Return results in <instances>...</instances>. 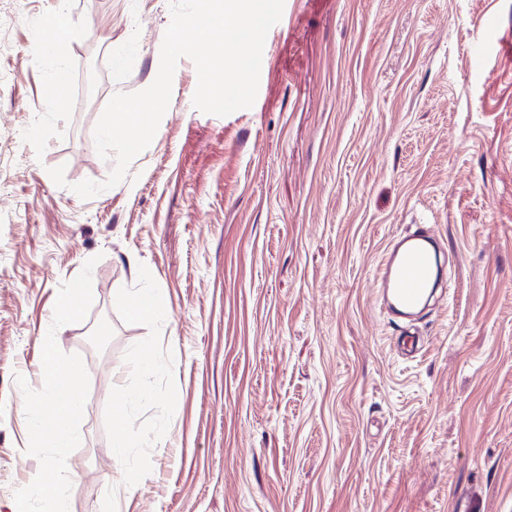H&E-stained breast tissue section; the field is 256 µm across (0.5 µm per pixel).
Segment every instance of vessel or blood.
I'll return each mask as SVG.
<instances>
[{
	"mask_svg": "<svg viewBox=\"0 0 512 512\" xmlns=\"http://www.w3.org/2000/svg\"><path fill=\"white\" fill-rule=\"evenodd\" d=\"M445 267L446 255L427 225L395 236L377 279L383 307L392 317L412 320L442 284Z\"/></svg>",
	"mask_w": 512,
	"mask_h": 512,
	"instance_id": "vessel-or-blood-1",
	"label": "vessel or blood"
}]
</instances>
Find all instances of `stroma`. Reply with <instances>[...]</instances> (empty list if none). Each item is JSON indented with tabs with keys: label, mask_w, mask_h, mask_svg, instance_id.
Returning a JSON list of instances; mask_svg holds the SVG:
<instances>
[{
	"label": "stroma",
	"mask_w": 512,
	"mask_h": 512,
	"mask_svg": "<svg viewBox=\"0 0 512 512\" xmlns=\"http://www.w3.org/2000/svg\"><path fill=\"white\" fill-rule=\"evenodd\" d=\"M170 21V0H0V512L39 471L14 377L42 387L50 331L90 380L70 512H512V0H285L251 108L197 110L180 59L151 145L80 198ZM411 224L450 283L415 358L375 283ZM91 258L87 316L52 328ZM143 287L166 320L128 316ZM113 448L112 453L113 457L116 460L117 465L120 467L121 471L124 472V478L128 479V476L134 470L130 466V457L133 453V448L126 439V435L124 432L118 433V435L113 440Z\"/></svg>",
	"instance_id": "stroma-1"
}]
</instances>
